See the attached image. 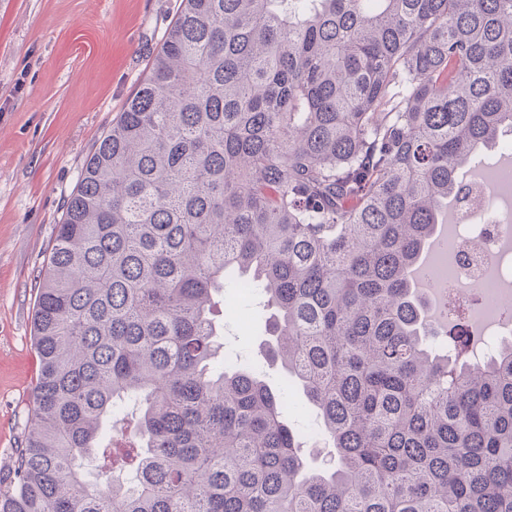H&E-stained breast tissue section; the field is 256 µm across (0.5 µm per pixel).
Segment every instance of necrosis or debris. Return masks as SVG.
<instances>
[{
	"mask_svg": "<svg viewBox=\"0 0 512 512\" xmlns=\"http://www.w3.org/2000/svg\"><path fill=\"white\" fill-rule=\"evenodd\" d=\"M473 188V203L455 206L460 231L447 242L445 274L435 287L449 317L480 324L490 337L511 335L512 313L496 302L493 284H512V249L502 245L512 238V217L496 207L494 183L477 182Z\"/></svg>",
	"mask_w": 512,
	"mask_h": 512,
	"instance_id": "4bbe7bcc",
	"label": "necrosis or debris"
}]
</instances>
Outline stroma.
<instances>
[{
    "label": "stroma",
    "instance_id": "1",
    "mask_svg": "<svg viewBox=\"0 0 512 512\" xmlns=\"http://www.w3.org/2000/svg\"><path fill=\"white\" fill-rule=\"evenodd\" d=\"M180 0H0V480L39 375L32 315L63 205L149 71ZM263 335L224 324L231 355L273 385Z\"/></svg>",
    "mask_w": 512,
    "mask_h": 512
}]
</instances>
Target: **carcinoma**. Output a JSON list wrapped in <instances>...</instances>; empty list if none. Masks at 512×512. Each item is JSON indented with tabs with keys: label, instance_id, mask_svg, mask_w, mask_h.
Returning a JSON list of instances; mask_svg holds the SVG:
<instances>
[{
	"label": "carcinoma",
	"instance_id": "carcinoma-1",
	"mask_svg": "<svg viewBox=\"0 0 512 512\" xmlns=\"http://www.w3.org/2000/svg\"><path fill=\"white\" fill-rule=\"evenodd\" d=\"M509 133L512 0H181L57 225L0 512H512V342L458 361L408 277ZM226 288L332 466L224 364ZM509 158H511L512 161V154H509L498 146L489 149H483L476 154L474 159L469 164L460 170L459 174L463 178L467 174H477L484 166L507 163ZM258 302V299L240 298L231 289H225L224 291V311L225 306L226 310H241L249 316L250 320L253 317L258 318L260 316L261 308ZM319 437V440L316 442L314 439L308 436V448H304L305 459L310 467L313 468H323L328 466V464H332L330 462V455L328 453L330 448L324 447V441L322 437L319 435V430L316 426L312 425Z\"/></svg>",
	"mask_w": 512,
	"mask_h": 512
}]
</instances>
